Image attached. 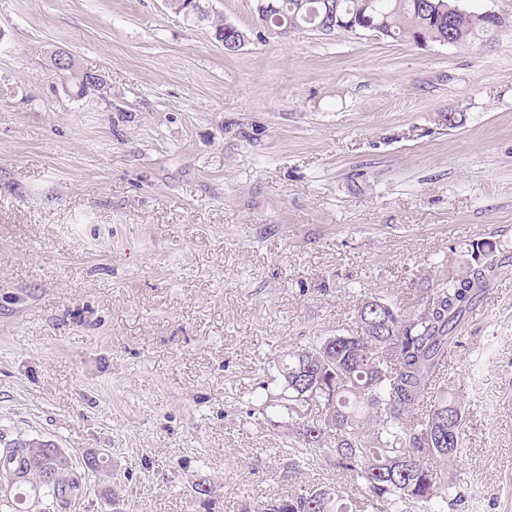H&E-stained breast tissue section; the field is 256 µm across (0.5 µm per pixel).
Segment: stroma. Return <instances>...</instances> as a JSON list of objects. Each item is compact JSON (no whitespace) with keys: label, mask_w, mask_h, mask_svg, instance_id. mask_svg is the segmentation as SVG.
Returning <instances> with one entry per match:
<instances>
[{"label":"stroma","mask_w":512,"mask_h":512,"mask_svg":"<svg viewBox=\"0 0 512 512\" xmlns=\"http://www.w3.org/2000/svg\"><path fill=\"white\" fill-rule=\"evenodd\" d=\"M0 0V436L104 473L66 512H240L291 492L277 362L512 252V0L486 43L254 37L257 0ZM250 32L225 54L213 21ZM69 52L108 83L77 96ZM459 512H512V271L460 331ZM210 477V502L191 496Z\"/></svg>","instance_id":"obj_1"}]
</instances>
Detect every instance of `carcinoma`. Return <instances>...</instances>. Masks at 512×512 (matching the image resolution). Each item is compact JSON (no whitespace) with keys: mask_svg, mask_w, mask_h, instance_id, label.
<instances>
[{"mask_svg":"<svg viewBox=\"0 0 512 512\" xmlns=\"http://www.w3.org/2000/svg\"><path fill=\"white\" fill-rule=\"evenodd\" d=\"M345 18L381 24L386 37L416 44L482 41L494 28L463 10L439 11L428 0H280L271 23L277 32L320 21L327 9ZM77 95L97 94L104 83L67 72ZM460 273L433 289L424 308L408 313L372 294L356 309V333L327 336L288 352L278 365L282 393L266 395L259 413L288 416L299 448L328 450L347 478L349 493L301 484L302 464L288 458L284 476L293 492L247 499L241 512H455L462 495L448 480V464L465 445L464 409L440 382L448 346L493 282L512 266V255L489 241H473ZM320 418L308 417L309 407ZM83 493L82 475L64 449L40 439L0 444V512L62 509Z\"/></svg>","mask_w":512,"mask_h":512,"instance_id":"obj_1","label":"carcinoma"}]
</instances>
